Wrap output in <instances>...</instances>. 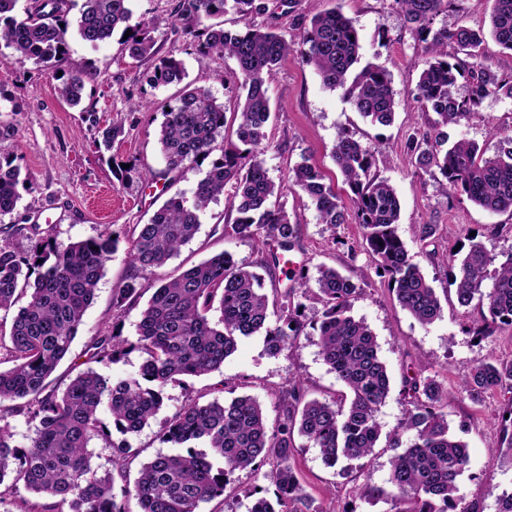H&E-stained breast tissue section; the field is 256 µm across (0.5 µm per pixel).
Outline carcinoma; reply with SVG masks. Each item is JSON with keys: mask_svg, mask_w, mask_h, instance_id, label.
<instances>
[{"mask_svg": "<svg viewBox=\"0 0 512 512\" xmlns=\"http://www.w3.org/2000/svg\"><path fill=\"white\" fill-rule=\"evenodd\" d=\"M425 58L417 84V102L434 112V132L411 138L410 155L421 169L438 168L445 179L443 192H462L478 207L495 213L512 212V135L499 134L493 156L474 142L448 143L443 128L457 125L489 97L512 99V75L493 71L481 53L486 36L512 51V0H492L488 28L457 24L433 28V20L451 0H394ZM18 0H0V44L13 51L19 63L45 69L67 54L70 25L81 40L97 46L117 31H132L121 40L135 60L158 54L146 23L135 16L132 0H84L75 22L68 20V0H29L23 13ZM266 10L263 0H178L165 24L182 26L195 48L236 61L239 93L232 123L226 107L203 86L183 84L186 71L174 55L158 59L149 83L155 87L182 85L174 103L162 111L158 131L165 161L163 176L171 182L185 176L191 164L215 152L204 178L194 189V204L185 205L181 193L172 194L148 222L136 225L126 249L130 274L112 289V308L122 310L140 297L139 273L165 265L177 256L200 228V212L220 196L236 212L224 225V237H249L268 248L264 263L278 267L287 260L297 238L281 202L283 185L270 176L261 158L268 146L271 119L268 79L283 59L294 53L312 67L323 85L341 89L363 117L390 125L398 103L387 71L368 64L360 71L361 44L352 22L336 9L316 14L308 28L287 41L254 24ZM238 15L240 30L224 28L220 18ZM455 54L448 55V46ZM469 81V94L456 97L458 77ZM58 92L71 106L81 104L88 75L80 69L62 75ZM231 131L241 147L224 148V132ZM98 147L112 148L125 134L124 124L109 123L99 130ZM382 145L363 146L348 133L333 149L336 166L352 193L354 209L345 210L326 175L304 159L288 171L289 187L305 195L320 223L336 227L355 223L363 229L370 255L392 283L401 308L423 325L441 316V302L424 273L411 263L398 234L400 201L394 187L372 173ZM16 156L0 149V217L12 214L22 198L33 192L30 177H21ZM39 236L29 251L0 243V314L12 315L9 334L0 329V349L13 366L0 369V409L23 413L38 421L25 448L12 442L8 426L0 424V506L24 489L36 497L57 500L59 512H129L116 500L115 480L124 482L122 494L133 498L138 512H200V505L224 495L229 477L237 471L259 470L273 495L252 490L248 512H322L301 484L293 460L296 438L319 449L322 460L346 478L352 462L369 457L381 435L378 408L385 401L391 378L378 354L376 337L362 320L350 315L358 288L338 270L319 267L315 296L323 304L319 321L309 324L299 293L311 292L307 277L294 279L281 300L269 305L262 277L236 262L227 251L215 254L178 277L154 287L140 313L136 338L100 336L93 358L115 362L130 351L141 352L138 376L110 380L92 369L79 373L61 393L46 392L47 380L69 352L84 314L92 303L106 263L119 239L111 230L68 244L31 225ZM495 258L484 245L469 238L462 255L452 254L451 285L459 306L477 304L481 324L469 329L484 336L495 326L512 327V257L490 270ZM492 279L489 288L484 287ZM26 305L16 307L23 295ZM217 321L209 319L211 311ZM262 333L267 350L277 354L300 336H316L326 365L350 393L349 403L310 398L300 382L279 395L280 414L269 423L255 398L236 396L192 400L167 419L162 441L179 449L157 454L143 463L134 481L127 477L125 460L131 449L112 444L122 459L112 470L99 471L90 442L109 439L100 418L108 405L113 426L122 435L140 432L158 413L164 390L173 382L219 370L243 337ZM408 409L399 431L389 438L394 451L388 482L395 489L389 512H474L466 503L458 477L469 463L467 445L450 434L444 407L445 387L435 377L416 372L404 377ZM512 390V361H479L463 381L467 398L479 403L490 390ZM413 433L403 445L402 435ZM67 510H62V507Z\"/></svg>", "mask_w": 512, "mask_h": 512, "instance_id": "1", "label": "carcinoma"}]
</instances>
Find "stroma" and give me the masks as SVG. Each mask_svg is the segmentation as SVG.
<instances>
[{"label":"stroma","mask_w":512,"mask_h":512,"mask_svg":"<svg viewBox=\"0 0 512 512\" xmlns=\"http://www.w3.org/2000/svg\"><path fill=\"white\" fill-rule=\"evenodd\" d=\"M265 3L266 11L254 18L256 25L286 36L308 26L321 11H340L359 34L362 62L387 70L399 102L391 125L372 124L354 110L342 90L326 88L312 67L288 56L268 80L272 118L263 158L270 176L282 181L289 168L305 158L332 177L337 191L345 196L349 189L332 158L340 132H349L366 145L384 143L386 150L379 156L375 172L395 188L401 206L398 232L412 263L431 281L442 305L439 319L421 325L399 306L387 278L377 274L359 225L342 224L333 229L321 224L306 196L284 189L282 200L299 225L289 259L304 267L312 280L318 278L323 264L350 277L359 290L350 314L365 320L374 332L379 355L391 376L390 392L378 412L384 437L373 455L355 468L352 478L345 479L324 464L318 449L305 446L295 455L299 479L323 512H389L394 490L388 482L392 452L385 436L396 428L406 410L404 376L420 369L444 385L449 430L468 446L469 465L458 478L467 502L474 512H497L498 496L512 493V465L493 458L491 450L500 443L503 412L512 396L492 390L475 404L464 396L461 384L476 361L512 360V328L485 337L465 333V326L479 320L480 312L475 307L458 306L446 259L457 245L466 244L473 232L497 262L511 258L512 214L485 211L460 193L445 196L439 187V171L426 172L410 164L409 137L415 131L428 130L436 115L421 111L416 101L422 45L393 0H295L289 15L282 14L279 0ZM175 4L176 0H133L136 15L152 25L151 35L160 55L174 54L183 61L188 82L209 88L219 101L232 105L238 93L232 77L234 60L200 53L188 45L182 31L154 26V19L168 17ZM68 45L61 68L80 67L90 72L85 105L93 107L101 123L123 122L125 134L110 152H97V128L62 100L49 71L30 62H15L11 49L1 45L0 104L5 111L0 119L15 129L13 140L4 148L16 154L22 173L31 176L36 204L33 209L20 207L0 218V240L5 237V227L14 224L51 227L53 237L65 244L97 237L107 226L124 240L135 225L147 223L170 195L154 175L164 167L157 143L162 107L172 102L175 87L151 88L147 77L153 61L129 58L118 40L93 47L72 33ZM142 98L152 100V108L131 111V102ZM495 127L512 129L511 99H486L468 120L449 126L448 139L474 141L491 154L497 147L490 134ZM234 219L225 200L211 202L194 239L163 267L141 272V299L121 311L112 308V290L129 269L124 250H117L106 265L69 353L50 378L51 388L64 389L78 373L91 367L111 379L137 376L142 363L139 352H129L114 363L98 364L90 358L93 342L114 332L135 336L140 312L151 295L150 285L175 278L211 255L227 251L236 261L259 271L269 297L290 287L291 269L263 267L261 244L224 237L223 226ZM424 224L435 227L434 235L426 240L420 237ZM297 379L312 398L337 401L347 393L324 363L315 340H300L272 355L263 334L242 338L220 370L189 379L187 386L166 388L162 409L141 432L126 438L136 453L128 465L130 474H137L141 464L156 453L171 452V445L161 440L165 421L190 399L227 400L249 395L273 421L278 417V394ZM262 482L254 472H235L224 495L203 504L201 512H247L251 503L248 493Z\"/></svg>","instance_id":"1"}]
</instances>
